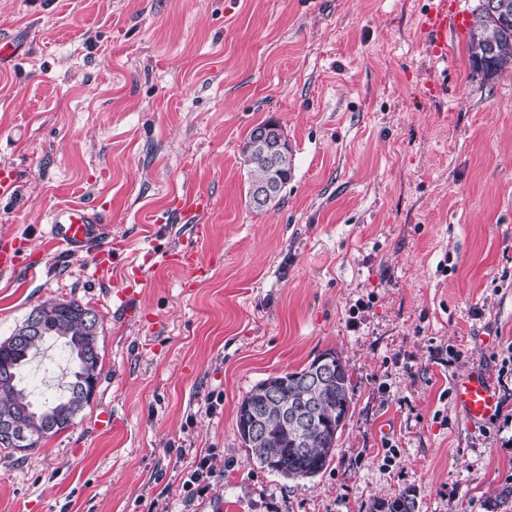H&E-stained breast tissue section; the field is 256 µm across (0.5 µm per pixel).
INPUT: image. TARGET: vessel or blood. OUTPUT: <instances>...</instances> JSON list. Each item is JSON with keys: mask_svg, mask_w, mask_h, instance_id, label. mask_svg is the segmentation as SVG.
Instances as JSON below:
<instances>
[{"mask_svg": "<svg viewBox=\"0 0 512 512\" xmlns=\"http://www.w3.org/2000/svg\"><path fill=\"white\" fill-rule=\"evenodd\" d=\"M420 32L430 40L432 53L444 59L448 56V38L466 35L470 30L469 19L460 6V0H432L421 16ZM210 208L209 197L200 191H189L175 196L172 210L181 221L189 224L194 233L202 229L201 220ZM105 233L100 212L90 205L63 206L53 210L47 224L51 241L68 253H79ZM19 245H0V275L24 271L29 279H36L41 266L20 263ZM175 265L186 272H203L204 265L193 238L182 241L169 255ZM451 391L456 404L468 421L481 422L490 418L498 405V393L486 373L478 367L458 376Z\"/></svg>", "mask_w": 512, "mask_h": 512, "instance_id": "vessel-or-blood-1", "label": "vessel or blood"}]
</instances>
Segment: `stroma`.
Here are the masks:
<instances>
[{"label":"stroma","mask_w":512,"mask_h":512,"mask_svg":"<svg viewBox=\"0 0 512 512\" xmlns=\"http://www.w3.org/2000/svg\"><path fill=\"white\" fill-rule=\"evenodd\" d=\"M430 0H0V243L45 274L0 276V341L48 299L99 319L100 375L75 424L0 450V512H488L512 487V70L436 59ZM272 120L294 154L278 207L253 209L241 149ZM209 194L207 275L160 259L188 236L175 195ZM97 205L112 263L53 248L56 207ZM138 313L118 294L137 277ZM333 350L351 407L326 470L264 471L239 437L257 382ZM483 368L495 413L468 422L450 384ZM62 394L61 344L28 364ZM207 455L215 481L188 494ZM187 475L183 487L194 488L197 492L208 490L212 486V479L215 477L211 468L209 458L201 455L195 458L189 467H186Z\"/></svg>","instance_id":"35a3bbf8"}]
</instances>
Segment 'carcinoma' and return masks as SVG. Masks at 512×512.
I'll use <instances>...</instances> for the list:
<instances>
[{
  "label": "carcinoma",
  "instance_id": "1",
  "mask_svg": "<svg viewBox=\"0 0 512 512\" xmlns=\"http://www.w3.org/2000/svg\"><path fill=\"white\" fill-rule=\"evenodd\" d=\"M469 57L473 70L485 78L512 69V10L506 14L478 13L473 22ZM272 125V121L258 124L252 128L244 142L242 156L249 186L270 178L286 185L292 178L293 150L278 152L277 167L272 170L257 149V143L272 134ZM37 308L43 314L41 332L30 336L25 343L17 344L10 337L0 342V368H10L16 375L13 384L0 386V418H13L15 426L25 432L27 442L24 447L30 452L40 448L54 434L72 426L77 415L87 406L81 398L73 395L68 415L56 427H44L45 408L31 399L30 392L22 383V369L33 356L43 350L48 341L54 339L65 342L85 335L86 327L79 315L85 307L73 300L61 303L56 299H48L38 304ZM311 367L309 363L299 371L280 376V379L287 381V385L279 401H263L260 395L261 384H256L243 397L237 413V430L242 437L248 423L245 417L246 405L260 403L264 406L270 418L265 442L259 447L249 443L245 447L262 468L291 479L312 477L327 468L336 449L338 434L342 432L350 410L351 381L342 361H337L336 375L319 391L312 389L305 381ZM310 399L319 407L315 410L314 426L306 434L309 452L300 453L295 445L298 435L285 430L273 416L278 414L282 403L294 404ZM414 509L415 503L406 493L389 500H378L372 506V512H414Z\"/></svg>",
  "mask_w": 512,
  "mask_h": 512
}]
</instances>
